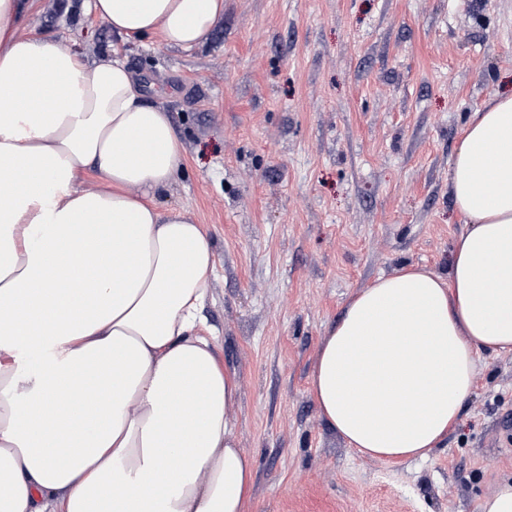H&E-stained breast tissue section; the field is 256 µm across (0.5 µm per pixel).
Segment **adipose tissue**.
I'll return each instance as SVG.
<instances>
[{"label":"adipose tissue","instance_id":"adipose-tissue-1","mask_svg":"<svg viewBox=\"0 0 512 512\" xmlns=\"http://www.w3.org/2000/svg\"><path fill=\"white\" fill-rule=\"evenodd\" d=\"M129 42L205 45L224 0H87ZM0 0V512H247L237 378L201 309L200 224L159 210L183 160L116 57L86 64ZM448 188L447 275L409 266L354 294L310 391L360 455L423 458L460 420L482 353H512V93L474 112Z\"/></svg>","mask_w":512,"mask_h":512}]
</instances>
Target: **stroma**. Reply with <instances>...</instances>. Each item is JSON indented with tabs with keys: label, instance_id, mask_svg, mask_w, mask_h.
I'll return each instance as SVG.
<instances>
[{
	"label": "stroma",
	"instance_id": "35a3bbf8",
	"mask_svg": "<svg viewBox=\"0 0 512 512\" xmlns=\"http://www.w3.org/2000/svg\"><path fill=\"white\" fill-rule=\"evenodd\" d=\"M26 24L88 59L118 52L184 143L155 202L202 224L214 254L202 315L239 384L249 512H478L512 475V354L481 358L440 448L397 463L353 453L310 375L377 276L447 274L450 163L473 112L512 92V0H224L191 52L122 43L69 0H34Z\"/></svg>",
	"mask_w": 512,
	"mask_h": 512
}]
</instances>
